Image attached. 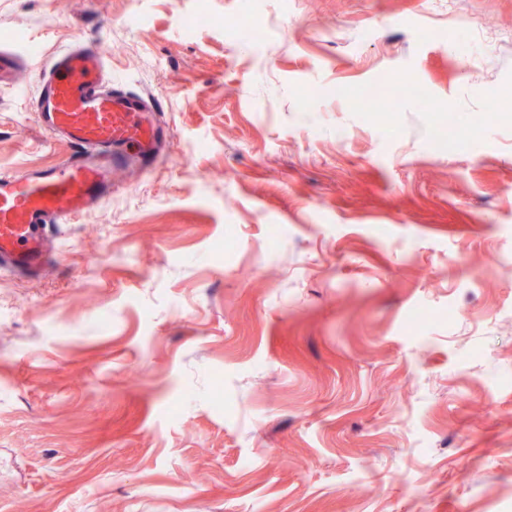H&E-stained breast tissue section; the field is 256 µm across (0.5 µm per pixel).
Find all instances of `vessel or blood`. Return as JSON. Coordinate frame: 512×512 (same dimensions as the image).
Instances as JSON below:
<instances>
[{
    "label": "vessel or blood",
    "instance_id": "1",
    "mask_svg": "<svg viewBox=\"0 0 512 512\" xmlns=\"http://www.w3.org/2000/svg\"><path fill=\"white\" fill-rule=\"evenodd\" d=\"M22 63L0 49V86L19 82ZM158 101L112 79L95 45L52 57L37 94L39 126L73 149L62 164L0 173V271L36 278L52 262L56 224L93 211L112 191V172L154 157L168 132L155 120Z\"/></svg>",
    "mask_w": 512,
    "mask_h": 512
}]
</instances>
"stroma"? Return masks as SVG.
<instances>
[{
    "label": "stroma",
    "instance_id": "obj_1",
    "mask_svg": "<svg viewBox=\"0 0 512 512\" xmlns=\"http://www.w3.org/2000/svg\"><path fill=\"white\" fill-rule=\"evenodd\" d=\"M77 40L173 145L0 273V512H512V0H0V172ZM22 62L11 49H0V86H15L19 82Z\"/></svg>",
    "mask_w": 512,
    "mask_h": 512
}]
</instances>
